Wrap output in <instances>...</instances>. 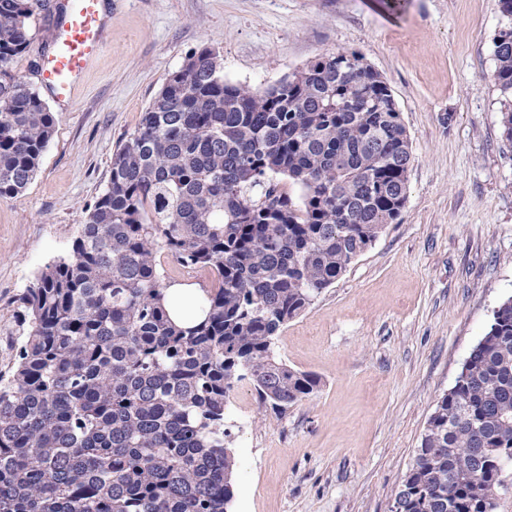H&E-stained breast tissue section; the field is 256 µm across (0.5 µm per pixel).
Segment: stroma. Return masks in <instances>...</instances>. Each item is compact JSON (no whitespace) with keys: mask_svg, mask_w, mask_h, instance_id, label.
Segmentation results:
<instances>
[{"mask_svg":"<svg viewBox=\"0 0 512 512\" xmlns=\"http://www.w3.org/2000/svg\"><path fill=\"white\" fill-rule=\"evenodd\" d=\"M61 0H43L15 73L33 89ZM112 0L108 44L27 189L0 199V370L14 313L68 256L113 152L168 75L208 46L227 82L276 83L326 52L356 51L389 84L413 143L399 220L275 349L320 389L285 412L231 392L233 512H388L438 399L512 296V142L491 78L499 0Z\"/></svg>","mask_w":512,"mask_h":512,"instance_id":"35a3bbf8","label":"stroma"}]
</instances>
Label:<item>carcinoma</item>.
<instances>
[{
	"mask_svg": "<svg viewBox=\"0 0 512 512\" xmlns=\"http://www.w3.org/2000/svg\"><path fill=\"white\" fill-rule=\"evenodd\" d=\"M40 0H0V199L32 181L55 116L13 70ZM492 40L512 142V0ZM412 140L357 52L321 54L264 88L190 52L112 154L71 254L20 298L0 371V512H231L224 427L249 382L286 411L320 388L276 353L279 330L395 223ZM209 268L205 319L168 317L157 256ZM512 463V298L436 403L394 498L401 512H496Z\"/></svg>",
	"mask_w": 512,
	"mask_h": 512,
	"instance_id": "obj_1",
	"label": "carcinoma"
}]
</instances>
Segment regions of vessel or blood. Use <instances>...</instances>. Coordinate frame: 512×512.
<instances>
[{
  "mask_svg": "<svg viewBox=\"0 0 512 512\" xmlns=\"http://www.w3.org/2000/svg\"><path fill=\"white\" fill-rule=\"evenodd\" d=\"M105 0H67L39 60L40 79L52 100L71 110L85 74L106 47Z\"/></svg>",
  "mask_w": 512,
  "mask_h": 512,
  "instance_id": "b4317fda",
  "label": "vessel or blood"
}]
</instances>
